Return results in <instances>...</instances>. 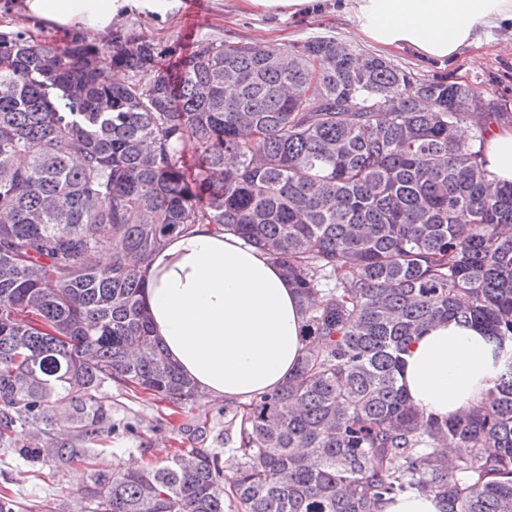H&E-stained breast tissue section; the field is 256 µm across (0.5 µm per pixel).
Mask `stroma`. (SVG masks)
I'll use <instances>...</instances> for the list:
<instances>
[{"mask_svg":"<svg viewBox=\"0 0 512 512\" xmlns=\"http://www.w3.org/2000/svg\"><path fill=\"white\" fill-rule=\"evenodd\" d=\"M116 33L156 42L165 69L175 68L204 40L282 48L315 37H331L357 52L369 50L354 36L353 17L342 0H328L319 14L296 20L252 13L243 8L241 0H181L172 18L160 21L133 14ZM389 58L417 77L464 82L482 95L512 106L511 26L478 30L474 43L454 60L425 62L406 50L390 53ZM107 392L112 397L113 422H129L137 429L133 435L113 436L99 455L101 468L115 473L129 470L136 462H163L179 449L223 447L226 412L243 408L242 403L223 398L180 406L145 393L134 395L115 385ZM89 473L84 463L76 462L43 482L32 476L22 460L0 455V484H8L25 505L39 496L75 506L84 497Z\"/></svg>","mask_w":512,"mask_h":512,"instance_id":"stroma-1","label":"stroma"}]
</instances>
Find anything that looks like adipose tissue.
<instances>
[{"label": "adipose tissue", "mask_w": 512, "mask_h": 512, "mask_svg": "<svg viewBox=\"0 0 512 512\" xmlns=\"http://www.w3.org/2000/svg\"><path fill=\"white\" fill-rule=\"evenodd\" d=\"M179 0H14L21 16L60 34L111 35L130 14L172 17ZM355 34L425 60L459 56L478 29L512 25V0H348ZM487 169L512 183V127L483 145ZM143 301L170 359L212 398L246 402L276 390L302 354L304 319L281 268L229 232L201 224L172 237L144 271ZM401 382L425 417L445 419L483 400L504 354L478 327L454 320L416 337Z\"/></svg>", "instance_id": "adipose-tissue-1"}]
</instances>
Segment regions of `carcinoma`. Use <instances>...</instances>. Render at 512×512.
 <instances>
[{"mask_svg":"<svg viewBox=\"0 0 512 512\" xmlns=\"http://www.w3.org/2000/svg\"><path fill=\"white\" fill-rule=\"evenodd\" d=\"M158 56L136 37L106 51L0 35V451L56 474L89 461L96 512H383L408 493L512 512V183L482 156L490 125H512L507 105L469 112L468 85L334 38L207 41L175 78ZM108 67L127 80L103 82ZM198 224L281 266L303 354L225 421L231 475L217 448L96 470L88 443L135 431L112 422L105 385L202 397L127 262ZM451 319L481 327L503 370L483 402L426 419L399 383L403 354Z\"/></svg>","mask_w":512,"mask_h":512,"instance_id":"cac0c4a2","label":"carcinoma"}]
</instances>
